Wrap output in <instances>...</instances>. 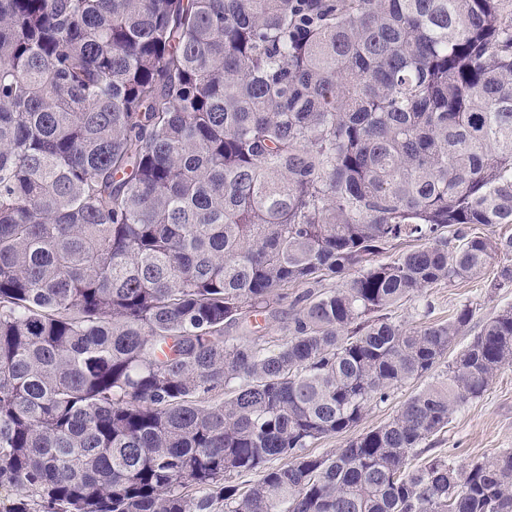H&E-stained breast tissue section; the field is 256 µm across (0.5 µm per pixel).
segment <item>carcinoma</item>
<instances>
[{
  "label": "carcinoma",
  "instance_id": "1",
  "mask_svg": "<svg viewBox=\"0 0 512 512\" xmlns=\"http://www.w3.org/2000/svg\"><path fill=\"white\" fill-rule=\"evenodd\" d=\"M505 2L0 0L8 512H512V449L416 461L512 363V306L309 451L474 318L391 308L512 255L470 232L512 224ZM307 286L305 285H294L285 288L284 292L288 293V298L282 301L279 305H276L275 308L278 311L277 317H273L270 319V336H284L285 331L282 327L288 321V311L289 304L291 301V297L295 294L302 292ZM429 380L422 379L408 383L391 391L385 402H373L358 425L344 435L329 436L318 440L311 449L315 454H331L341 448L349 437L357 436L386 423L395 414L400 405L423 387Z\"/></svg>",
  "mask_w": 512,
  "mask_h": 512
}]
</instances>
